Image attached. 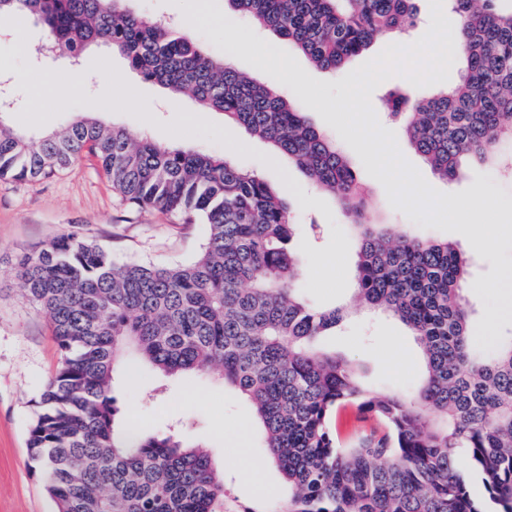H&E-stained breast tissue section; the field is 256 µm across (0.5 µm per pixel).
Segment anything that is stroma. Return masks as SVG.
Segmentation results:
<instances>
[{"label": "stroma", "mask_w": 512, "mask_h": 512, "mask_svg": "<svg viewBox=\"0 0 512 512\" xmlns=\"http://www.w3.org/2000/svg\"><path fill=\"white\" fill-rule=\"evenodd\" d=\"M127 5L175 21L211 55L306 106L313 124L356 172L377 219L456 242L472 256L474 274L464 297L473 311L476 344L512 331V286L504 280L512 270V180L466 168L458 179L443 181L384 106L396 90L430 95L459 82V71L447 61L448 44L459 31L448 0H417L413 29L375 41L334 72L318 69L269 31L231 12L224 0H128ZM231 30L243 35L245 44L230 43ZM45 37L35 21L0 17V81L18 104L8 117L11 125L48 133L91 116L134 137L147 133L165 144L207 149L240 162L292 205L308 301L323 308L348 301L356 243L337 201L314 189L271 145L225 121L223 113L203 110L190 97L146 81L108 49L83 56L77 67L60 52L33 57L34 45ZM409 45L424 51L428 78L409 77L399 62ZM448 196L473 201L464 219H451L437 208ZM72 233L110 250L116 261L156 266L189 262L206 242L204 225L128 204L89 156L47 179L0 180V512H56L33 470L27 438L59 354L49 321L27 299L14 263L22 252ZM324 345L354 362L366 383L384 389L415 386L423 376L414 338L383 314L360 313ZM114 395L122 416L148 433L193 420L189 439L208 446L236 505L259 508L285 498L251 408L234 392L206 377L193 385L165 381L146 367L132 383L116 376Z\"/></svg>", "instance_id": "obj_1"}]
</instances>
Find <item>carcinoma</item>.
Instances as JSON below:
<instances>
[{"mask_svg":"<svg viewBox=\"0 0 512 512\" xmlns=\"http://www.w3.org/2000/svg\"><path fill=\"white\" fill-rule=\"evenodd\" d=\"M125 2L0 0V16L45 28L38 56L65 50L77 66L105 45L145 80L224 113L285 155L351 217L353 300L407 327L424 374L412 391L375 389L320 347L349 309L305 299L290 204L256 172L96 118L34 138L2 110L1 180L49 178L86 152L126 202L207 225L205 247L185 264L119 263L76 234L17 257L59 350L28 435L57 512H265L228 508L224 475L205 446L177 431L118 427L117 368L131 380L145 363L187 383L213 373L251 404L288 485L279 512H512V332L489 351L472 345L463 297L472 258L454 242L371 223L354 170L302 105ZM227 2L331 72L418 22L416 0ZM503 2L448 0L460 21L450 58L461 81L432 97L385 100L446 181L465 159L495 164L498 143L512 138V8ZM345 406L366 427L343 440L334 419Z\"/></svg>","mask_w":512,"mask_h":512,"instance_id":"carcinoma-1","label":"carcinoma"}]
</instances>
